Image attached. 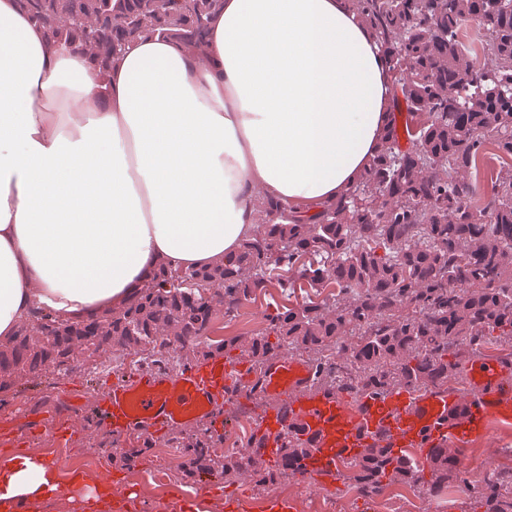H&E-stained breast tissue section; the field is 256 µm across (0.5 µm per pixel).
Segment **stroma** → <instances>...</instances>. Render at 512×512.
Wrapping results in <instances>:
<instances>
[{
	"mask_svg": "<svg viewBox=\"0 0 512 512\" xmlns=\"http://www.w3.org/2000/svg\"><path fill=\"white\" fill-rule=\"evenodd\" d=\"M304 292L285 297L278 289H270L255 302L243 306L237 317L225 321L223 333L232 337L255 332L266 325L268 315L287 303H300ZM115 348L100 352L97 368L90 369L82 361H75L66 373L46 372L38 377L20 380L13 391L0 401V419L17 420V430L10 439L0 438V464L13 453L26 451L47 457L55 465L60 479V493L51 501L35 505L33 512H112L111 507L97 508L94 499L88 498V484L102 477L118 476L112 494L122 497L133 493L136 502H149L150 512H182V500L201 498L208 502V512H224V501L238 499L240 512H266L269 495L276 494L303 507L310 498H332L348 512H383L377 498L353 496L347 490L342 477H335L325 486L313 485L299 476L289 477L270 486L269 490H257L246 479L224 482L222 477L203 474L192 479L182 478L171 472L162 487L136 482V475H149L159 465L158 448L164 446L166 436L152 437V452L141 456L132 469L115 470L109 454L113 431L96 407V401L120 378L139 374L132 363L114 365ZM69 421L71 432L59 436L55 423ZM512 443V426L499 423L489 425L484 437L462 442L463 467L469 480L480 481L486 466L500 471L512 469V455L498 452L501 444Z\"/></svg>",
	"mask_w": 512,
	"mask_h": 512,
	"instance_id": "stroma-1",
	"label": "stroma"
}]
</instances>
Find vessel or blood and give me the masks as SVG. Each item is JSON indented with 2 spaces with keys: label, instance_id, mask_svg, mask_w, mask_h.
<instances>
[{
  "label": "vessel or blood",
  "instance_id": "1",
  "mask_svg": "<svg viewBox=\"0 0 512 512\" xmlns=\"http://www.w3.org/2000/svg\"><path fill=\"white\" fill-rule=\"evenodd\" d=\"M309 374L305 361L298 358L273 361L257 378L242 362L212 357L174 374L147 371L118 380L101 412L117 434L184 430L214 418L229 389L252 396L258 380L268 403L256 408L255 415L268 440L248 445V453L270 454L272 436L288 422H296L304 436L315 440L316 453L308 462L315 483L379 435L393 448H414L424 458L435 438L449 434L459 440L475 439L489 423L512 422V383L505 381L495 360L477 359L469 365L467 395L430 391L414 397L399 392L382 400L363 397L354 402L310 391Z\"/></svg>",
  "mask_w": 512,
  "mask_h": 512
}]
</instances>
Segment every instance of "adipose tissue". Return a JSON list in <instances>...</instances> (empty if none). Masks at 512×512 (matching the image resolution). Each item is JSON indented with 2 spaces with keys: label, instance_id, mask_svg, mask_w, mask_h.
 I'll return each instance as SVG.
<instances>
[{
  "label": "adipose tissue",
  "instance_id": "1",
  "mask_svg": "<svg viewBox=\"0 0 512 512\" xmlns=\"http://www.w3.org/2000/svg\"><path fill=\"white\" fill-rule=\"evenodd\" d=\"M393 97L349 0H223L201 51L155 33L107 60L0 0V342L32 308L81 317L233 258L257 199L315 213L378 155ZM58 491L41 458L0 466V512Z\"/></svg>",
  "mask_w": 512,
  "mask_h": 512
}]
</instances>
